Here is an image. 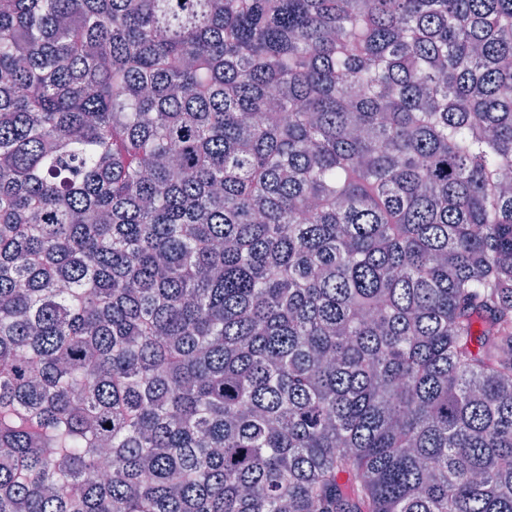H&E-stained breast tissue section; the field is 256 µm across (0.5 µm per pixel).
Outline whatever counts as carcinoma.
I'll list each match as a JSON object with an SVG mask.
<instances>
[{"mask_svg":"<svg viewBox=\"0 0 512 512\" xmlns=\"http://www.w3.org/2000/svg\"><path fill=\"white\" fill-rule=\"evenodd\" d=\"M509 168L512 0H0V512H512Z\"/></svg>","mask_w":512,"mask_h":512,"instance_id":"carcinoma-1","label":"carcinoma"}]
</instances>
